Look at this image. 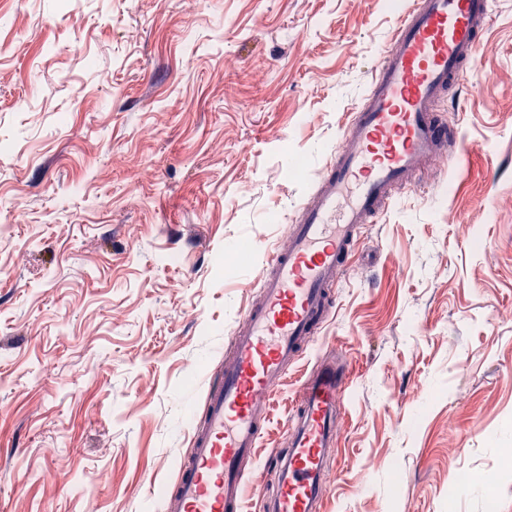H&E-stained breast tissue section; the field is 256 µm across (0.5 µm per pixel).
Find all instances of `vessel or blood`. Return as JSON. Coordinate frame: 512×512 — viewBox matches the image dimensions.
I'll return each instance as SVG.
<instances>
[{
	"label": "vessel or blood",
	"mask_w": 512,
	"mask_h": 512,
	"mask_svg": "<svg viewBox=\"0 0 512 512\" xmlns=\"http://www.w3.org/2000/svg\"><path fill=\"white\" fill-rule=\"evenodd\" d=\"M493 0H414L384 49L369 89L342 128L341 143L292 220L284 245L266 259L258 298L230 339L192 451L164 497V512H242V464L251 460L277 385L334 308L364 225L396 188L411 187L441 155L469 148L434 106L471 78ZM346 365L322 361L301 382L288 449L268 470L269 512H321L324 476L335 457Z\"/></svg>",
	"instance_id": "1"
}]
</instances>
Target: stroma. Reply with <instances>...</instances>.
Returning a JSON list of instances; mask_svg holds the SVG:
<instances>
[{
  "instance_id": "stroma-1",
  "label": "stroma",
  "mask_w": 512,
  "mask_h": 512,
  "mask_svg": "<svg viewBox=\"0 0 512 512\" xmlns=\"http://www.w3.org/2000/svg\"><path fill=\"white\" fill-rule=\"evenodd\" d=\"M413 0H0V512H162L264 256ZM473 150L367 225L300 382L351 375L323 512H512V0Z\"/></svg>"
}]
</instances>
